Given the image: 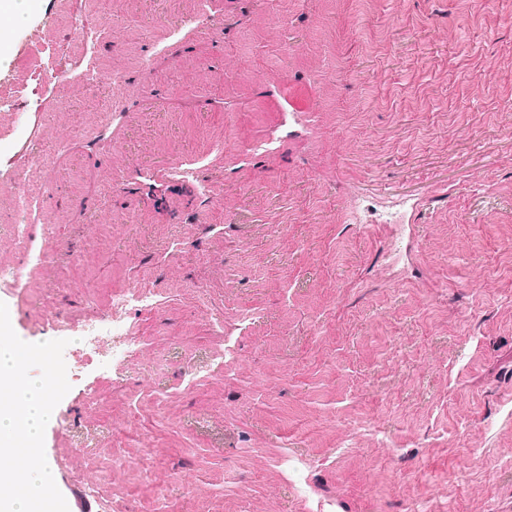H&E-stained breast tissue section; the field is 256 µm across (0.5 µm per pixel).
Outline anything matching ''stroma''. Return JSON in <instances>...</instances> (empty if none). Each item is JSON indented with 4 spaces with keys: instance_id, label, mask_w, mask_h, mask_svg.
I'll use <instances>...</instances> for the list:
<instances>
[{
    "instance_id": "stroma-1",
    "label": "stroma",
    "mask_w": 512,
    "mask_h": 512,
    "mask_svg": "<svg viewBox=\"0 0 512 512\" xmlns=\"http://www.w3.org/2000/svg\"><path fill=\"white\" fill-rule=\"evenodd\" d=\"M58 5L11 0L1 87ZM71 8L121 33L98 51L128 90L43 85L0 134L1 186L99 125L0 302L28 343L119 291L158 304L109 374L65 359L44 447L69 512H512V0H211L185 39L156 21L198 0ZM350 194L415 206L358 224Z\"/></svg>"
}]
</instances>
